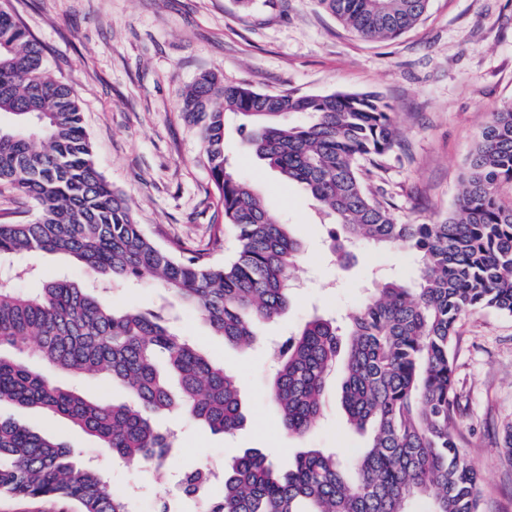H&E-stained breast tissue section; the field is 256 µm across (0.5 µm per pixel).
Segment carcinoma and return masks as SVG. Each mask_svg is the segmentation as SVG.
Segmentation results:
<instances>
[{
  "label": "carcinoma",
  "mask_w": 512,
  "mask_h": 512,
  "mask_svg": "<svg viewBox=\"0 0 512 512\" xmlns=\"http://www.w3.org/2000/svg\"><path fill=\"white\" fill-rule=\"evenodd\" d=\"M429 0H317L366 39L397 37ZM258 160L302 185L328 223L341 257L362 240L416 256L415 287L377 285L344 323L314 314L280 345L269 397L283 429L303 434L319 419L326 384L343 362L341 400L349 424L370 431L366 447L341 465L310 448L278 470L258 449L224 470L223 494L208 512H482L478 472L461 450L455 327L475 309L512 315V102L490 113L472 149L455 208L438 224L398 218L394 202L368 178L397 145L391 106L377 93H264L201 75L185 91L179 117L199 131L223 207L238 237L235 257L213 264L223 230L205 248L178 257L134 220L127 200L99 171L78 98L50 76L44 49L16 13L0 4V188L37 204L32 221H0V262L33 252L61 254L101 282L151 281L176 295L224 343L249 347L261 323L291 304L302 243L291 225L236 175L224 152L226 116ZM302 114L306 122L288 117ZM33 345L67 375H103L126 399L102 404L2 354ZM49 411L128 464H161L169 450L157 417L182 413L213 434L241 427L237 381L162 316L116 312L67 278L35 295L0 286V405ZM206 471L185 474L183 492L201 494ZM48 500L59 512H131L105 475L82 466L67 443L0 416V498Z\"/></svg>",
  "instance_id": "carcinoma-1"
}]
</instances>
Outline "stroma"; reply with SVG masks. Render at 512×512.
Instances as JSON below:
<instances>
[{
	"mask_svg": "<svg viewBox=\"0 0 512 512\" xmlns=\"http://www.w3.org/2000/svg\"><path fill=\"white\" fill-rule=\"evenodd\" d=\"M45 47L52 77L80 99L85 128L105 180L128 200L133 216L162 248L204 246L221 219L218 192L200 162L197 131L178 105L200 74L268 93L305 95L377 92L393 108L400 144L369 181L392 195L395 216L435 224L453 209L467 158L490 112L512 102V0H429L419 23L392 39L369 41L317 7L315 0H9ZM226 154L261 194L270 213L292 225L303 253L293 301L282 318L262 324L259 343L225 344L196 313L153 284H117L105 297L119 310L162 312L190 343L223 363L238 380L246 420L232 434H213L183 416L166 420L173 446L160 468L112 458L98 442L43 411L5 407L21 423L62 437L72 451L108 476L132 512H206L224 489V469L245 449H260L279 469L308 448L337 451L341 462L370 435L354 430L340 402L343 372L325 391L322 418L307 433L282 431L268 396L273 344L313 312L341 318L375 285L414 284L410 256L362 243L348 262L333 261L328 227L305 189L262 166L237 136ZM32 273L14 283L38 293L60 275L87 285L69 259L37 253ZM455 376L461 394L464 450L482 477L483 512H512V463L502 452V425L512 419V316L476 310L457 325ZM212 471L201 496L186 497L181 479Z\"/></svg>",
	"mask_w": 512,
	"mask_h": 512,
	"instance_id": "35a3bbf8",
	"label": "stroma"
}]
</instances>
